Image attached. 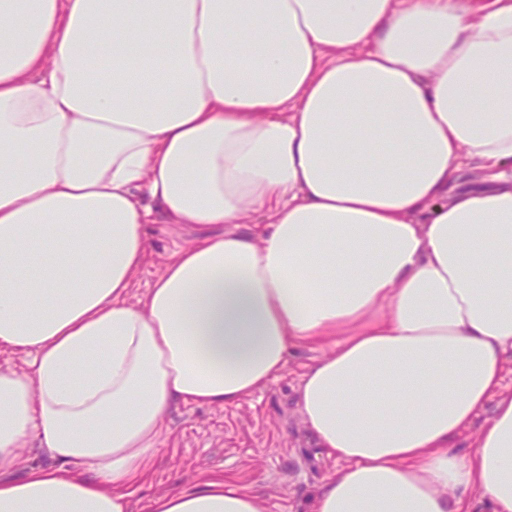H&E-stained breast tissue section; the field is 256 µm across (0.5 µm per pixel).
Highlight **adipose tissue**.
<instances>
[{
	"label": "adipose tissue",
	"mask_w": 512,
	"mask_h": 512,
	"mask_svg": "<svg viewBox=\"0 0 512 512\" xmlns=\"http://www.w3.org/2000/svg\"><path fill=\"white\" fill-rule=\"evenodd\" d=\"M511 160L512 0H0V512H130L174 404L301 345L313 512H512ZM156 214L197 235L133 301Z\"/></svg>",
	"instance_id": "1"
}]
</instances>
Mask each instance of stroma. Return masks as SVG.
I'll return each instance as SVG.
<instances>
[{"label": "stroma", "mask_w": 512, "mask_h": 512, "mask_svg": "<svg viewBox=\"0 0 512 512\" xmlns=\"http://www.w3.org/2000/svg\"><path fill=\"white\" fill-rule=\"evenodd\" d=\"M151 255L134 277L132 297L141 296L162 265L192 233L176 224L148 225ZM319 354L297 348L283 375L233 406L173 405L163 450L131 512H148V500L179 485L228 474L263 497L269 512H312L313 499L337 464L317 448L296 407L302 374Z\"/></svg>", "instance_id": "obj_1"}]
</instances>
